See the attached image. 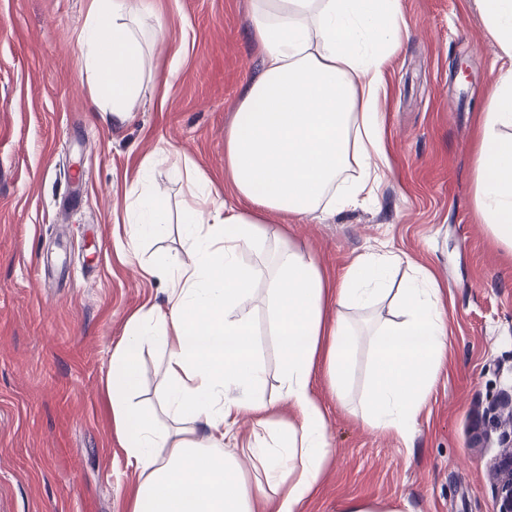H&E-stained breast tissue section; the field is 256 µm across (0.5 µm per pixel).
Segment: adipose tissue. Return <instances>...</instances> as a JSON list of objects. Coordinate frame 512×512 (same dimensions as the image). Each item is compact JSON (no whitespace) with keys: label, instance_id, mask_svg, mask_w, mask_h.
Instances as JSON below:
<instances>
[{"label":"adipose tissue","instance_id":"ef3b65f1","mask_svg":"<svg viewBox=\"0 0 512 512\" xmlns=\"http://www.w3.org/2000/svg\"><path fill=\"white\" fill-rule=\"evenodd\" d=\"M490 36L512 58V0H476ZM151 0H87L79 71L102 112L129 111L151 74L133 25ZM401 0H249L248 29L262 70L248 82L224 137L226 194L177 149L164 150L192 191L181 209L183 253L143 266L165 300L127 319L103 378L112 426L137 473L131 512H303L333 454L312 391L324 372L345 400L351 357L369 343L374 361L360 416L410 435L448 351L445 304L433 274L399 291V318L356 328L346 311L371 307L397 255L358 257L331 280L311 252L271 235L268 217L320 218L374 197L390 163L378 97L400 45ZM475 200L482 223L512 249V69L489 90L477 149ZM126 253L172 228L160 193L129 199ZM269 251L260 265L243 254ZM256 302L279 341L284 395L293 410L275 426L259 393L264 367L243 302ZM163 359L161 410L144 405L141 356ZM263 431L249 448L267 491L248 488L235 438L241 416Z\"/></svg>","mask_w":512,"mask_h":512}]
</instances>
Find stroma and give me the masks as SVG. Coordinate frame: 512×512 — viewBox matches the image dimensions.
Segmentation results:
<instances>
[{
  "instance_id": "stroma-1",
  "label": "stroma",
  "mask_w": 512,
  "mask_h": 512,
  "mask_svg": "<svg viewBox=\"0 0 512 512\" xmlns=\"http://www.w3.org/2000/svg\"><path fill=\"white\" fill-rule=\"evenodd\" d=\"M171 45L187 43L178 76L169 48L131 111H97L78 75L86 0H0V512H129L137 480L106 412L102 377L127 318L165 298L139 263L181 249L145 241L126 262L125 194L148 156L175 147L224 188V131L261 72L248 0H158ZM405 35L380 111L391 170L375 198L322 221L283 224L329 274L381 247L402 255L394 281L431 269L448 314V356L414 433L368 427L358 410L372 370L352 358L346 401L325 377L314 390L335 450L304 512H492L497 436L476 421L512 395V250L475 206L477 132L489 89L512 65L473 0H401ZM265 367L264 398L283 394L278 345L260 307L243 308Z\"/></svg>"
}]
</instances>
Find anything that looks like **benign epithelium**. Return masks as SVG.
<instances>
[{"mask_svg": "<svg viewBox=\"0 0 512 512\" xmlns=\"http://www.w3.org/2000/svg\"><path fill=\"white\" fill-rule=\"evenodd\" d=\"M486 429L476 436L481 439L488 435V429L499 432L498 440L505 448L490 469L491 478L496 487L495 508L493 512H512V396L500 400L489 412L484 421Z\"/></svg>", "mask_w": 512, "mask_h": 512, "instance_id": "obj_1", "label": "benign epithelium"}]
</instances>
